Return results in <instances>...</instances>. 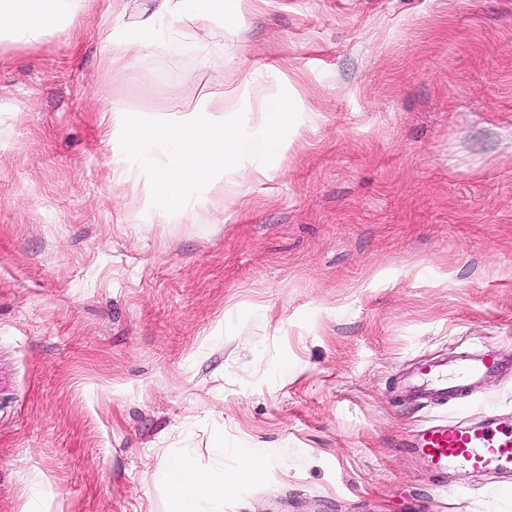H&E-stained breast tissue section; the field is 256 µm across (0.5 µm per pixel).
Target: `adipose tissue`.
Segmentation results:
<instances>
[{
  "instance_id": "adipose-tissue-1",
  "label": "adipose tissue",
  "mask_w": 512,
  "mask_h": 512,
  "mask_svg": "<svg viewBox=\"0 0 512 512\" xmlns=\"http://www.w3.org/2000/svg\"><path fill=\"white\" fill-rule=\"evenodd\" d=\"M86 3L87 0H0V41L30 43L63 30ZM199 13L223 19L224 0H148L138 23L105 28L100 40L107 46L117 44L129 49L162 45L175 40L179 25ZM165 476L174 512H197L201 497L224 494V483L211 482L185 458L169 461Z\"/></svg>"
}]
</instances>
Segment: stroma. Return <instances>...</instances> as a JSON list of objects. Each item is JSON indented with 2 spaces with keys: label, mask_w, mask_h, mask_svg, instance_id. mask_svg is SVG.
<instances>
[{
  "label": "stroma",
  "mask_w": 512,
  "mask_h": 512,
  "mask_svg": "<svg viewBox=\"0 0 512 512\" xmlns=\"http://www.w3.org/2000/svg\"><path fill=\"white\" fill-rule=\"evenodd\" d=\"M178 47H104L144 0L0 43V512H170L166 462L255 477L201 512H512V476L438 479L428 420L512 421V0H224ZM298 118L163 217L112 113ZM493 347L465 407L408 365Z\"/></svg>",
  "instance_id": "35a3bbf8"
}]
</instances>
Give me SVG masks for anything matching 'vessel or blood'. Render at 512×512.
Masks as SVG:
<instances>
[{
    "label": "vessel or blood",
    "instance_id": "vessel-or-blood-1",
    "mask_svg": "<svg viewBox=\"0 0 512 512\" xmlns=\"http://www.w3.org/2000/svg\"><path fill=\"white\" fill-rule=\"evenodd\" d=\"M504 367L491 349L465 354L452 347L447 355L413 361L403 383L414 397L458 402L486 375ZM412 446L438 474L451 469L512 473V423L493 418L472 424L434 420L415 432Z\"/></svg>",
    "mask_w": 512,
    "mask_h": 512
}]
</instances>
